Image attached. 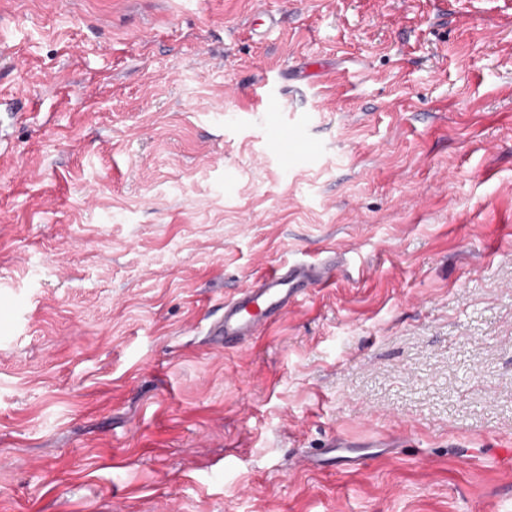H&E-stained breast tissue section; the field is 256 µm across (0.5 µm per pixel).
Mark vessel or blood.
Returning a JSON list of instances; mask_svg holds the SVG:
<instances>
[{"instance_id": "1", "label": "vessel or blood", "mask_w": 512, "mask_h": 512, "mask_svg": "<svg viewBox=\"0 0 512 512\" xmlns=\"http://www.w3.org/2000/svg\"><path fill=\"white\" fill-rule=\"evenodd\" d=\"M335 267L332 256L315 263L284 261L225 300L222 314L202 329L208 345L221 352L253 343L272 323L286 316L299 297L325 287Z\"/></svg>"}]
</instances>
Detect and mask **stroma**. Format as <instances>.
Segmentation results:
<instances>
[{
	"label": "stroma",
	"mask_w": 512,
	"mask_h": 512,
	"mask_svg": "<svg viewBox=\"0 0 512 512\" xmlns=\"http://www.w3.org/2000/svg\"><path fill=\"white\" fill-rule=\"evenodd\" d=\"M0 96V512H512V0H0ZM334 269L336 254L315 263L284 261L225 300L222 314L202 329L207 344L222 352L253 343L272 323L286 316L299 297L325 287Z\"/></svg>",
	"instance_id": "35a3bbf8"
}]
</instances>
